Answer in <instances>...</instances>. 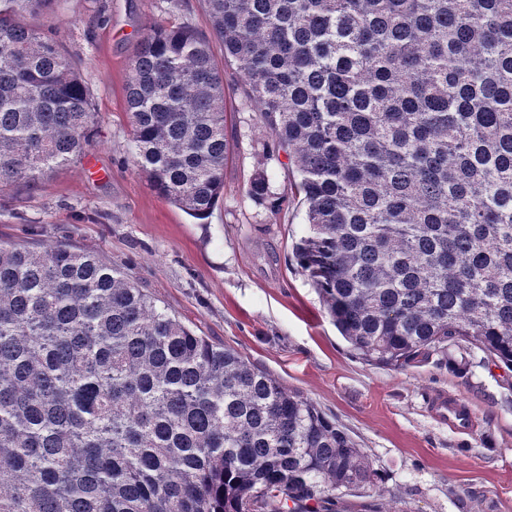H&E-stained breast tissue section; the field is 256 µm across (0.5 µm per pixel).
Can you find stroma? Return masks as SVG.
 Returning <instances> with one entry per match:
<instances>
[{"label": "stroma", "instance_id": "1", "mask_svg": "<svg viewBox=\"0 0 512 512\" xmlns=\"http://www.w3.org/2000/svg\"><path fill=\"white\" fill-rule=\"evenodd\" d=\"M182 22L210 32L203 0H57L40 19L89 85L98 128L74 165L0 191V243L96 253L194 334L314 401L363 448L387 491H356L348 512H512V368L466 343L402 369L352 355L296 263L305 208L236 65L224 66L234 153L212 213L190 217L133 169L130 61L150 29ZM260 174L270 185L263 201L248 192ZM439 395L468 405L473 432L433 416Z\"/></svg>", "mask_w": 512, "mask_h": 512}]
</instances>
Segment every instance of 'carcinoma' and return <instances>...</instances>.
I'll return each instance as SVG.
<instances>
[{
	"label": "carcinoma",
	"instance_id": "cac0c4a2",
	"mask_svg": "<svg viewBox=\"0 0 512 512\" xmlns=\"http://www.w3.org/2000/svg\"><path fill=\"white\" fill-rule=\"evenodd\" d=\"M0 0V188L74 163L88 86ZM142 40L133 168L195 219L224 192V64L297 173L300 268L358 358L467 342L512 367V0H205ZM224 45V63L211 39ZM312 400L95 253L0 244V512H343L376 487Z\"/></svg>",
	"mask_w": 512,
	"mask_h": 512
}]
</instances>
